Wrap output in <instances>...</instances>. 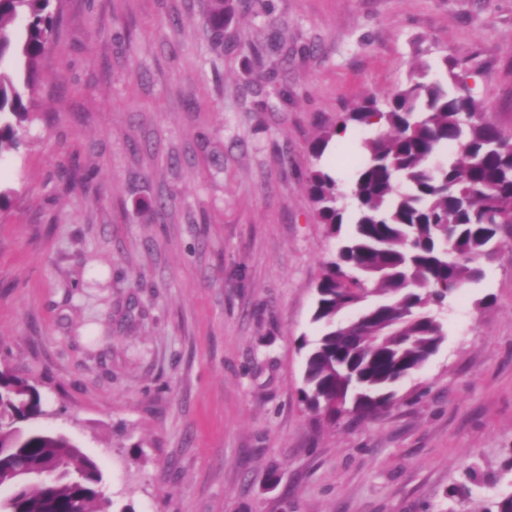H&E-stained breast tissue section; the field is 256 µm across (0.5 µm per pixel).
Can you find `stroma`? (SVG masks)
Instances as JSON below:
<instances>
[{
    "label": "stroma",
    "instance_id": "stroma-1",
    "mask_svg": "<svg viewBox=\"0 0 512 512\" xmlns=\"http://www.w3.org/2000/svg\"><path fill=\"white\" fill-rule=\"evenodd\" d=\"M291 99L256 95L238 15L205 0H59L35 120L0 177V362L100 464L114 512H458L512 491V228L443 316L447 339L372 417L301 402L314 288L339 241L310 145L421 60L458 59L512 134V0H270ZM80 184L67 188L69 175ZM266 0H207L203 14V24L210 34V43L214 50L224 52V29L233 21L243 5L257 7L265 16L269 29L278 27V19Z\"/></svg>",
    "mask_w": 512,
    "mask_h": 512
}]
</instances>
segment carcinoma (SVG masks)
Segmentation results:
<instances>
[{"instance_id": "1", "label": "carcinoma", "mask_w": 512, "mask_h": 512, "mask_svg": "<svg viewBox=\"0 0 512 512\" xmlns=\"http://www.w3.org/2000/svg\"><path fill=\"white\" fill-rule=\"evenodd\" d=\"M54 0H0V160L17 152L34 117L39 62L53 42ZM278 27L268 0H207L203 24L214 50L244 5ZM261 89L288 102L280 69L302 54L272 37L251 44ZM447 76L427 63L390 95L373 92L312 144L306 177L318 223L340 238L315 285L302 401L329 422L386 408L396 385L446 340L441 310L483 276L498 235L512 227V136L482 112L467 75L448 56ZM365 129L364 162L341 187L323 157L338 129ZM350 234L341 236L347 221ZM355 388L336 403V366ZM47 415L37 387L0 366V512H112L97 461L60 433L26 427Z\"/></svg>"}]
</instances>
